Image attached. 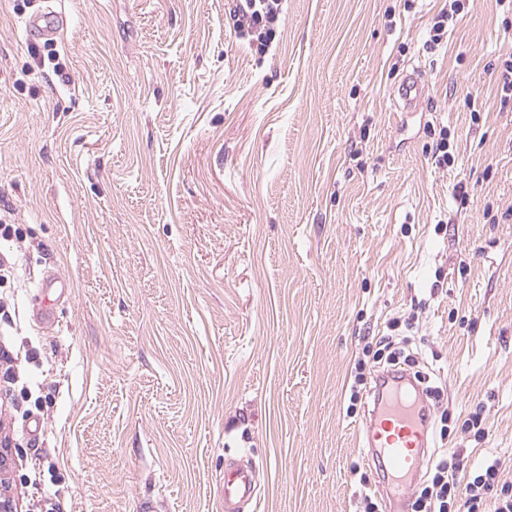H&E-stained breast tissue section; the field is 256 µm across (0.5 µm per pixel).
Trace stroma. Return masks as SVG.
Returning a JSON list of instances; mask_svg holds the SVG:
<instances>
[{"label": "stroma", "instance_id": "stroma-1", "mask_svg": "<svg viewBox=\"0 0 512 512\" xmlns=\"http://www.w3.org/2000/svg\"><path fill=\"white\" fill-rule=\"evenodd\" d=\"M444 3L283 0L261 57L235 0H0V434L18 512H223L236 453L254 512H363L383 480L360 449L372 405L346 409L391 334L449 419L429 456L455 449L462 483L489 461L512 483L503 15L475 0L431 50ZM39 11L62 18L54 40L27 36ZM416 67L425 102L395 111ZM49 276L71 285L51 323ZM432 157L434 162L439 168H448L454 165V154L452 153V146L448 142L447 128H441L439 131V138L433 147Z\"/></svg>", "mask_w": 512, "mask_h": 512}]
</instances>
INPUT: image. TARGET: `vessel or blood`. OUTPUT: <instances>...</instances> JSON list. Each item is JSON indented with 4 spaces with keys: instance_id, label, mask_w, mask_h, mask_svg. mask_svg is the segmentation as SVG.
I'll list each match as a JSON object with an SVG mask.
<instances>
[{
    "instance_id": "b4317fda",
    "label": "vessel or blood",
    "mask_w": 512,
    "mask_h": 512,
    "mask_svg": "<svg viewBox=\"0 0 512 512\" xmlns=\"http://www.w3.org/2000/svg\"><path fill=\"white\" fill-rule=\"evenodd\" d=\"M428 84L421 71L406 73L393 89L394 106L400 112L420 109ZM376 419L368 432V446L379 457L384 481L377 492L385 512H407V503L425 461L430 412L420 385L409 369L394 370L381 381L376 395ZM255 471L234 458L224 462V512H242L255 498Z\"/></svg>"
}]
</instances>
